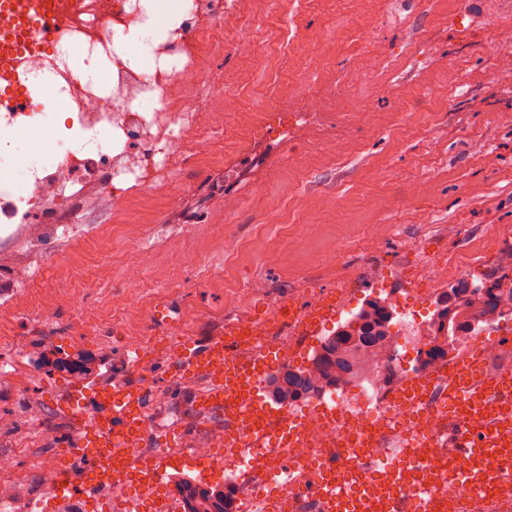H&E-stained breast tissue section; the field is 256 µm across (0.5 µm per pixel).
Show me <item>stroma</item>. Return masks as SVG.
<instances>
[{
  "instance_id": "35a3bbf8",
  "label": "stroma",
  "mask_w": 512,
  "mask_h": 512,
  "mask_svg": "<svg viewBox=\"0 0 512 512\" xmlns=\"http://www.w3.org/2000/svg\"><path fill=\"white\" fill-rule=\"evenodd\" d=\"M234 3L235 33L209 58L224 81L205 117L229 140L180 168L187 192L161 215L135 191L124 215L88 202L70 239H43L36 252L0 239V282L19 261L58 267L66 282L39 280L13 296L22 312L13 344L36 360L25 387L0 380V417L37 404L67 436L68 388L127 374L121 336L149 341L187 306L197 317L167 333L200 344L225 320L287 301L307 308L349 267L402 268L420 289L430 254L447 255L453 283L466 257L512 251V84L498 79L512 64V0ZM489 40L496 55L484 51ZM354 71L363 84H351ZM359 96L371 113L354 123L347 112ZM296 125L308 128L306 144L286 139ZM367 224L394 230L362 253L353 241ZM460 224L470 237L458 236ZM132 257L144 278L135 296L121 287ZM133 303L142 316L117 335ZM83 357L93 361L85 377L66 370ZM168 360L156 354L148 392L191 415L205 380L170 378Z\"/></svg>"
}]
</instances>
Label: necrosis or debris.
Masks as SVG:
<instances>
[{
  "label": "necrosis or debris",
  "mask_w": 512,
  "mask_h": 512,
  "mask_svg": "<svg viewBox=\"0 0 512 512\" xmlns=\"http://www.w3.org/2000/svg\"><path fill=\"white\" fill-rule=\"evenodd\" d=\"M183 20L167 40L154 50L165 62L147 76L112 49L115 37L128 32L144 18L142 0H68L66 30L50 38L46 47L27 48L17 56L11 77L0 76V145L14 141L21 128L54 131L55 112H32L19 105L21 97L52 84L53 94L67 108V119L82 130L83 143L61 144L53 158L20 172L14 160L0 157V234L10 235L22 246L37 248L40 239L68 237L82 223L90 197L111 198L112 210L127 211L125 183H134L157 209L173 205L183 191L171 178L185 161L215 155L219 142L202 120L212 100L202 88L221 84L217 72L206 68L207 55L223 51L229 8L226 0H180ZM98 57L109 65L106 82H99L81 64L82 57ZM153 100L151 111L133 109L137 100ZM373 283L385 304L398 314L397 325L406 341L402 349H389L370 367L366 386L357 394L334 395L345 413L340 422H329L318 406L302 408V439L291 448L292 470L271 463L263 481L248 470L254 449H239L232 476L235 512H267V500L287 494L305 465L313 463L319 449L343 444L346 437L367 433L387 422V434L369 450L372 464H381L396 448L415 447L420 436H435L443 445L455 440V424L436 409L442 391L431 386L426 398L411 407L393 405L392 395L411 380H427L448 364H464L481 355L490 376L512 374V346L496 342L501 320H491L468 330L464 341L435 361L425 353L431 339L421 329L412 302L406 296L402 273L374 269ZM20 311L12 298L0 297V378L14 379L24 364L21 353L4 354L10 327ZM18 420L49 451L38 448H0V512H42L43 498L54 495L65 459L57 447L56 431L40 406L21 410ZM35 459V469L20 467L19 457ZM31 484L26 498L15 496L12 486Z\"/></svg>",
  "instance_id": "obj_1"
}]
</instances>
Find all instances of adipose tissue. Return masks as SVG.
<instances>
[{
  "label": "adipose tissue",
  "mask_w": 512,
  "mask_h": 512,
  "mask_svg": "<svg viewBox=\"0 0 512 512\" xmlns=\"http://www.w3.org/2000/svg\"><path fill=\"white\" fill-rule=\"evenodd\" d=\"M146 19L128 33L119 35L116 49L149 74L154 68V48L164 42L169 30L178 27L183 15L177 0H144Z\"/></svg>",
  "instance_id": "ef3b65f1"
}]
</instances>
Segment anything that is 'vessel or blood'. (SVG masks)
<instances>
[{
  "instance_id": "obj_1",
  "label": "vessel or blood",
  "mask_w": 512,
  "mask_h": 512,
  "mask_svg": "<svg viewBox=\"0 0 512 512\" xmlns=\"http://www.w3.org/2000/svg\"><path fill=\"white\" fill-rule=\"evenodd\" d=\"M0 29L25 47H33L48 32L60 29L57 16L47 14L39 0H8L0 10ZM264 320H252L249 327L237 322L224 326L222 334L208 338L199 346L177 344L170 370L173 376L185 374L206 377L208 384L196 397L200 409L223 414L231 424L225 440L231 448L264 447V434L277 436L280 447L296 442L300 430L286 407L273 404L262 394L266 369L273 364L275 345ZM223 363L222 372H212L214 363ZM448 395L442 404L450 418L463 422L472 410L483 412L487 429L479 434L460 433L453 449V469L437 472L431 482L412 484V458L402 452L377 467H365L359 480H352L344 460L335 453L318 454L314 466L303 480L296 482L294 496L311 495L324 512H435L441 505L440 493L455 484L466 503V512H500L502 502L497 489L512 487V465L497 473H485L481 458L489 453L512 462V446L498 437L500 430L512 426V399L504 398L512 388L507 380H491L481 371L480 360L467 367L450 366L440 373ZM147 387L143 380L116 378L108 385H93L91 406L78 405L80 391H71L75 404L70 412L76 426L67 444L75 448L77 470L61 475L58 496L76 491L94 492L95 474L112 471H148L153 484H163L172 464L148 461L136 456L144 447L148 430L142 417V402Z\"/></svg>"
}]
</instances>
